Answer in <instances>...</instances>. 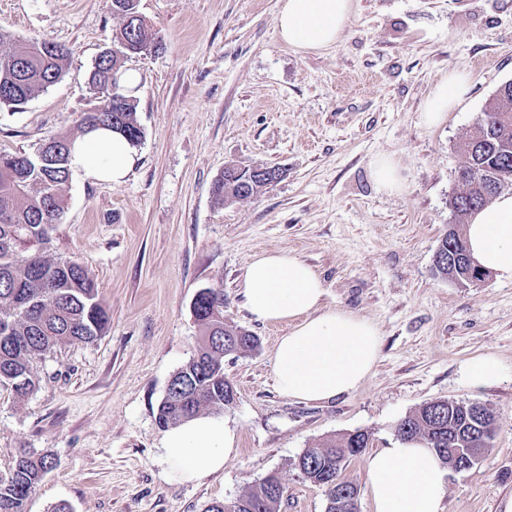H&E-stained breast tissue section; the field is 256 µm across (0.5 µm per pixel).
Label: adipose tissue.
Here are the masks:
<instances>
[{"label": "adipose tissue", "instance_id": "obj_1", "mask_svg": "<svg viewBox=\"0 0 512 512\" xmlns=\"http://www.w3.org/2000/svg\"><path fill=\"white\" fill-rule=\"evenodd\" d=\"M351 9L352 0H281L276 24L285 43L315 52L338 41ZM468 90L465 74L449 73L427 101L425 122L440 123ZM135 164L133 147L121 135L102 128L80 135L70 154L73 172L115 185L125 181ZM464 237L484 269L512 281V194H499L473 213ZM242 287L256 320L290 326L274 353L282 396L326 402L355 390L372 372L379 354L376 327L352 313L322 309L320 276L296 254L256 256L244 273ZM237 451L236 435L222 418L200 415L167 430L165 472L177 481L194 482L223 471ZM366 472L374 512H441L445 470L424 443L397 441L368 456Z\"/></svg>", "mask_w": 512, "mask_h": 512}]
</instances>
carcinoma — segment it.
<instances>
[{
    "mask_svg": "<svg viewBox=\"0 0 512 512\" xmlns=\"http://www.w3.org/2000/svg\"><path fill=\"white\" fill-rule=\"evenodd\" d=\"M112 12L129 20L115 32L114 41H127L139 51L161 44L159 33L139 15V0H110ZM11 47L0 52V99L18 109L55 84L63 75L67 50L49 40H20L0 28V43ZM121 67L112 50L96 59L90 85L98 104L80 120V129L105 126L136 146L143 138L138 100L121 83ZM72 139L52 135L31 152L0 154V385L24 401L39 388L35 365L55 348L91 342L103 335L109 316L99 300L91 273L74 261L51 253L52 231L63 213L71 177ZM468 155L463 189L449 200L457 223L484 207L512 186V82L502 85L486 106L466 145ZM265 191L259 183L240 194L231 178L211 185L213 198L233 203ZM202 334L196 353L177 371L185 383L181 390L164 395L156 421L174 427L204 410L221 412L233 402V391L224 379V356L253 351L258 338L236 326H224V289H200L192 304ZM476 431L467 406L446 400L425 403L396 426L397 437L423 442L446 467L450 466L448 437L465 441ZM362 431L330 437L316 448H306L294 460L295 468L315 485H322L329 470L341 473L342 461L359 456L368 445ZM53 467L50 455H23L13 469L0 476V512H26V503L45 474ZM358 494L356 485L339 481L328 512H348ZM283 492L262 480L231 502H213L204 512H279Z\"/></svg>",
    "mask_w": 512,
    "mask_h": 512,
    "instance_id": "carcinoma-1",
    "label": "carcinoma"
}]
</instances>
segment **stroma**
<instances>
[{
  "instance_id": "stroma-1",
  "label": "stroma",
  "mask_w": 512,
  "mask_h": 512,
  "mask_svg": "<svg viewBox=\"0 0 512 512\" xmlns=\"http://www.w3.org/2000/svg\"><path fill=\"white\" fill-rule=\"evenodd\" d=\"M280 0H140L159 51L124 59L136 71L144 129L120 186L72 174L53 254L93 275L109 324L89 343L38 364L22 403L0 388V474L21 452L54 466L27 512H203L270 472L281 512H325L326 492L294 459L356 430L368 452L394 446L397 424L434 400L493 409L497 432L469 470L448 473L444 512H505L512 501V281L460 285L433 271L455 224L449 199L465 143L486 104L512 82V0H352L336 44L303 53L281 39ZM122 24L109 0H0V27L66 47L65 73L22 108L0 110V153L77 133L95 103L96 58ZM465 100L437 126L426 101L449 72ZM392 155L405 188L376 191L370 161ZM280 169L259 196L217 203L225 165ZM288 251L319 273L324 305L378 330L380 356L353 391L328 402L288 399L273 360L284 324L253 320L242 294L255 255ZM224 290V320L259 338L224 359L235 400L225 426L238 453L195 484L166 477L156 411L170 377L196 352L199 289ZM492 355L501 378L471 386L468 365Z\"/></svg>"
}]
</instances>
